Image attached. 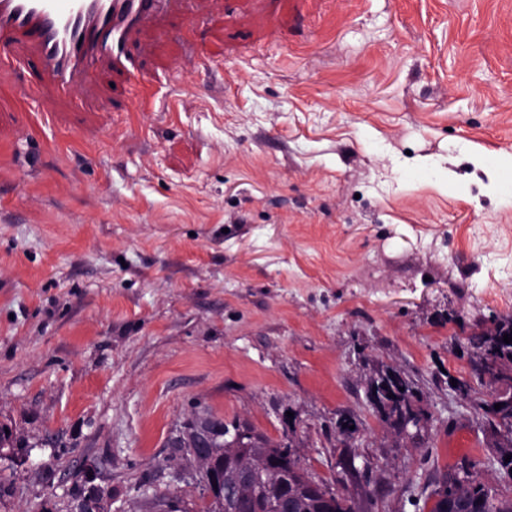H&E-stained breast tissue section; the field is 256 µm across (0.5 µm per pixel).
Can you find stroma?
Segmentation results:
<instances>
[{
	"instance_id": "obj_1",
	"label": "stroma",
	"mask_w": 512,
	"mask_h": 512,
	"mask_svg": "<svg viewBox=\"0 0 512 512\" xmlns=\"http://www.w3.org/2000/svg\"><path fill=\"white\" fill-rule=\"evenodd\" d=\"M122 111L75 112L20 46L0 70V512H202L169 442L196 406L290 438L359 512H420L462 459L489 482L467 338L512 317V0H184ZM393 366L428 421L387 432ZM352 416L351 448L336 421ZM369 462L349 476L346 451ZM406 383L409 384L407 381ZM406 383L389 366H386L368 379V393L372 390L376 391V400L373 404L380 421L387 429L399 438L401 432L402 436L413 439L412 436H417L422 428L426 416L414 407V413L405 417L399 431L402 407L409 405L414 396ZM400 388H404V391H400ZM389 394L395 395V398L389 397Z\"/></svg>"
}]
</instances>
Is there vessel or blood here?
I'll use <instances>...</instances> for the list:
<instances>
[{
    "mask_svg": "<svg viewBox=\"0 0 512 512\" xmlns=\"http://www.w3.org/2000/svg\"><path fill=\"white\" fill-rule=\"evenodd\" d=\"M176 0H0V47L31 45L45 64L43 81L76 97L91 68L106 62L128 83L143 80L131 49Z\"/></svg>",
    "mask_w": 512,
    "mask_h": 512,
    "instance_id": "obj_1",
    "label": "vessel or blood"
}]
</instances>
